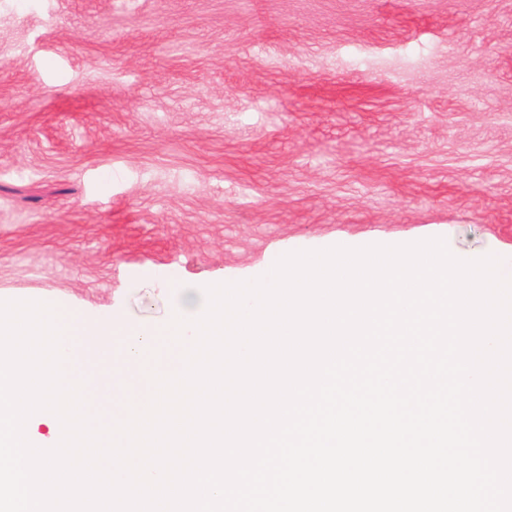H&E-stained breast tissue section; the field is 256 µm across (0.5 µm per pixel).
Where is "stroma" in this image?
<instances>
[{
    "label": "stroma",
    "mask_w": 512,
    "mask_h": 512,
    "mask_svg": "<svg viewBox=\"0 0 512 512\" xmlns=\"http://www.w3.org/2000/svg\"><path fill=\"white\" fill-rule=\"evenodd\" d=\"M433 237L512 277V0H0V300Z\"/></svg>",
    "instance_id": "35a3bbf8"
}]
</instances>
